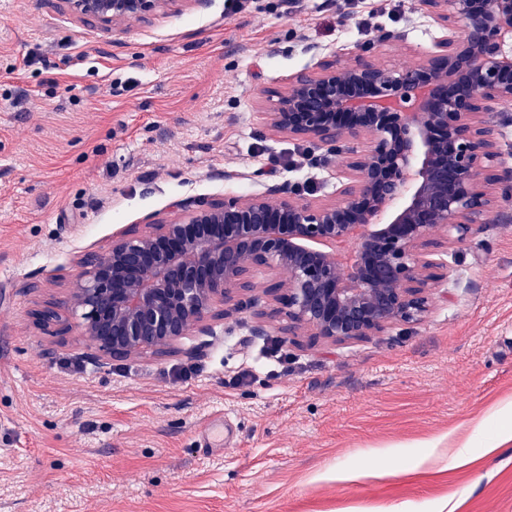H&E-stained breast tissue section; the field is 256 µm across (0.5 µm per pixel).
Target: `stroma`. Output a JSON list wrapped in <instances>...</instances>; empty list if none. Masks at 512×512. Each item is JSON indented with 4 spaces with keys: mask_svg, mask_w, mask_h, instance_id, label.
I'll list each match as a JSON object with an SVG mask.
<instances>
[{
    "mask_svg": "<svg viewBox=\"0 0 512 512\" xmlns=\"http://www.w3.org/2000/svg\"><path fill=\"white\" fill-rule=\"evenodd\" d=\"M443 34L422 0H211L115 32L0 0V512H512V442L482 447L512 407L506 185L449 253L448 299L365 340L283 335L262 269L244 308L163 356L99 362L33 319L175 200L284 182L334 200L341 157L303 159L264 91L340 50L414 63ZM216 419L227 443L203 451Z\"/></svg>",
    "mask_w": 512,
    "mask_h": 512,
    "instance_id": "stroma-1",
    "label": "stroma"
}]
</instances>
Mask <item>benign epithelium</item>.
Wrapping results in <instances>:
<instances>
[{
    "mask_svg": "<svg viewBox=\"0 0 512 512\" xmlns=\"http://www.w3.org/2000/svg\"><path fill=\"white\" fill-rule=\"evenodd\" d=\"M74 15L122 30L183 3L59 0ZM449 34L412 65L344 60L338 52L280 90L264 91L272 131L344 156L336 200L313 203L282 183L248 199L171 204V218L87 254L63 301L35 322L77 329L93 359L163 355L257 288L253 271L301 331L329 343L421 322L446 264L487 222L483 182L499 170L498 128L512 122V0H423ZM222 309H217V305Z\"/></svg>",
    "mask_w": 512,
    "mask_h": 512,
    "instance_id": "obj_1",
    "label": "benign epithelium"
}]
</instances>
